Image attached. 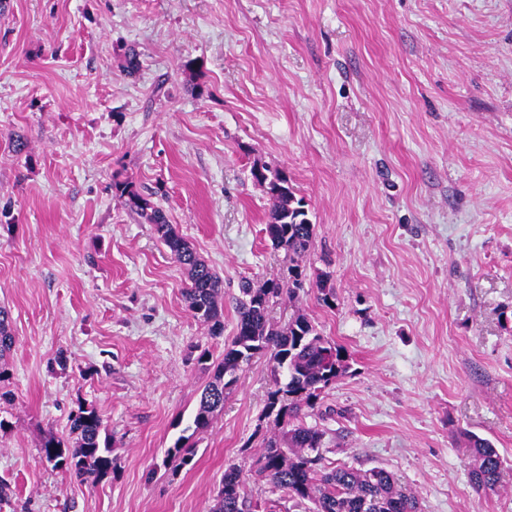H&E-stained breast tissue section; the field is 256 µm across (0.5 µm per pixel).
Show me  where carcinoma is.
<instances>
[{
	"mask_svg": "<svg viewBox=\"0 0 512 512\" xmlns=\"http://www.w3.org/2000/svg\"><path fill=\"white\" fill-rule=\"evenodd\" d=\"M251 175L269 196L271 206L266 233L276 249L288 253L293 265L288 280L270 281L254 286L244 281L236 298L238 322L236 334L224 347V358L211 366L210 352L203 349L197 364L213 371L212 380L201 392L199 405L185 431L192 435L207 430L216 412L236 385L237 372L255 355L268 353L274 372L285 373V381L276 382L269 392L266 415H275L274 428L262 435L255 473L297 504H312L309 512H421L418 499L383 467L369 469L323 464L326 430L309 424L306 418L319 417L322 394L348 369L345 349L323 336L304 315L299 314L282 328L269 319L271 304L284 296L292 301L303 288L301 263L311 250L315 225L308 218L303 198L296 196L288 176L277 169L253 168ZM118 199L154 225L159 240L168 248L186 279L184 299L191 315L207 325L215 338L224 333V279L169 224L164 211L151 204L131 182L114 184ZM14 344L11 320L0 308V379L8 371V357ZM70 446L55 435L42 444L43 456L53 468L82 482L99 481L114 470L112 443L102 436L103 419L96 408L78 403L69 414ZM191 435H180L166 451L165 463L174 469L190 465L195 448ZM471 450L470 480L476 490L491 488L499 482L504 459L490 441L468 436ZM251 506L243 492L242 469L231 464L211 512H249Z\"/></svg>",
	"mask_w": 512,
	"mask_h": 512,
	"instance_id": "cac0c4a2",
	"label": "carcinoma"
}]
</instances>
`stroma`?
<instances>
[{
	"instance_id": "obj_1",
	"label": "stroma",
	"mask_w": 512,
	"mask_h": 512,
	"mask_svg": "<svg viewBox=\"0 0 512 512\" xmlns=\"http://www.w3.org/2000/svg\"><path fill=\"white\" fill-rule=\"evenodd\" d=\"M256 164L315 226L270 320L305 314L349 355L321 401L327 462L386 468L422 512H512V0H0V512H209L231 464L251 501L284 500L250 474L266 354L191 465L164 464L211 378L194 348L220 361L241 280L288 276ZM118 181L223 277V336ZM81 402L117 467L94 484L41 448L72 442ZM471 434L504 459L495 489L470 482ZM14 344L11 320L7 310L0 308V379L8 372V357Z\"/></svg>"
}]
</instances>
